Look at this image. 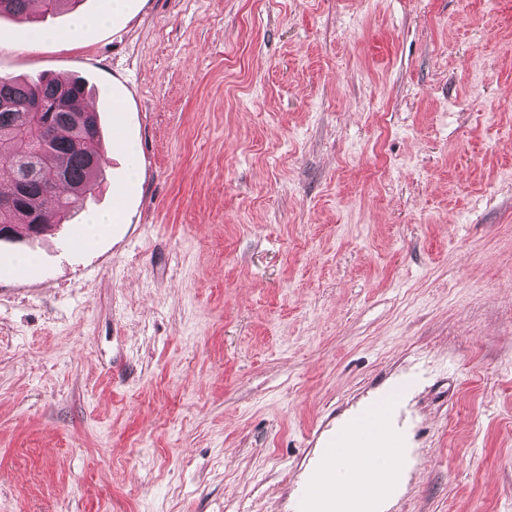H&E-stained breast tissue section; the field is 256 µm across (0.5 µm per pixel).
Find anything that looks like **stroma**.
<instances>
[{"label": "stroma", "mask_w": 512, "mask_h": 512, "mask_svg": "<svg viewBox=\"0 0 512 512\" xmlns=\"http://www.w3.org/2000/svg\"><path fill=\"white\" fill-rule=\"evenodd\" d=\"M40 73L101 182L0 240V512H304L386 398L374 512H512V0L0 18Z\"/></svg>", "instance_id": "obj_1"}]
</instances>
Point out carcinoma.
<instances>
[{
  "label": "carcinoma",
  "instance_id": "carcinoma-1",
  "mask_svg": "<svg viewBox=\"0 0 512 512\" xmlns=\"http://www.w3.org/2000/svg\"><path fill=\"white\" fill-rule=\"evenodd\" d=\"M32 2L0 0V16L33 20L62 8L74 9L82 0H40L37 11ZM87 93L80 76H0V144L9 145L8 153L0 154V167L8 173L0 182V202L13 201L0 208V225L10 226L13 233L27 235L36 222L44 232L52 224H63L77 203L94 194L99 178L96 158L102 147L100 115L75 108ZM31 102L55 109L49 124L26 119L25 106ZM72 112L81 116L77 128L69 121Z\"/></svg>",
  "mask_w": 512,
  "mask_h": 512
}]
</instances>
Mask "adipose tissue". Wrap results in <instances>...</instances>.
<instances>
[{"label": "adipose tissue", "mask_w": 512, "mask_h": 512, "mask_svg": "<svg viewBox=\"0 0 512 512\" xmlns=\"http://www.w3.org/2000/svg\"><path fill=\"white\" fill-rule=\"evenodd\" d=\"M364 454L362 442L339 437L326 455L325 468L331 478L317 481L310 499L314 512H369L378 491L393 479L400 451L394 448L381 456L371 473L363 469Z\"/></svg>", "instance_id": "obj_1"}]
</instances>
